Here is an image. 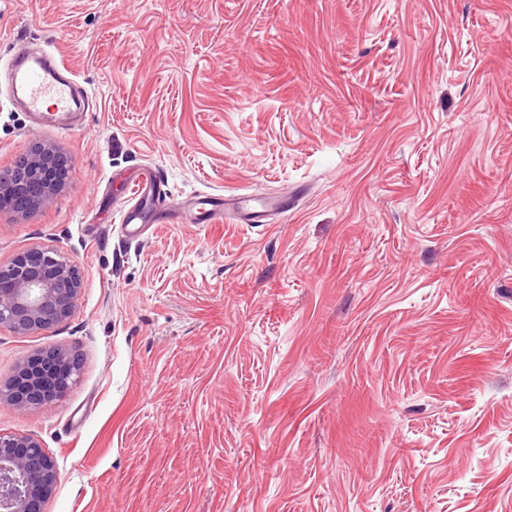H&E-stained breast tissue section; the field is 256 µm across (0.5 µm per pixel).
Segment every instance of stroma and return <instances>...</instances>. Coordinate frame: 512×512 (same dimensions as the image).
Masks as SVG:
<instances>
[{"instance_id": "stroma-1", "label": "stroma", "mask_w": 512, "mask_h": 512, "mask_svg": "<svg viewBox=\"0 0 512 512\" xmlns=\"http://www.w3.org/2000/svg\"><path fill=\"white\" fill-rule=\"evenodd\" d=\"M26 42L89 99L62 134L0 83V171L68 159L0 265L83 273L70 322L0 328L2 380L82 359L0 403L45 512H512V0H0V68ZM146 173L249 213L127 239ZM75 356L63 349L41 350L22 361L2 384L0 401L18 409L62 398L80 373Z\"/></svg>"}]
</instances>
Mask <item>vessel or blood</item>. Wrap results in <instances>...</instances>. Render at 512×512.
<instances>
[{
	"instance_id": "vessel-or-blood-1",
	"label": "vessel or blood",
	"mask_w": 512,
	"mask_h": 512,
	"mask_svg": "<svg viewBox=\"0 0 512 512\" xmlns=\"http://www.w3.org/2000/svg\"><path fill=\"white\" fill-rule=\"evenodd\" d=\"M6 76L14 91L21 93L36 124L51 123L62 133L79 130V123L72 119L74 81L53 56L22 45L8 64ZM134 194L132 205L123 210L120 219L131 238L139 236L144 224L166 218L159 192L147 181L135 183Z\"/></svg>"
}]
</instances>
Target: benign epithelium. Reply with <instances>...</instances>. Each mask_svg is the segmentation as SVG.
Returning <instances> with one entry per match:
<instances>
[{"mask_svg": "<svg viewBox=\"0 0 512 512\" xmlns=\"http://www.w3.org/2000/svg\"><path fill=\"white\" fill-rule=\"evenodd\" d=\"M67 170L66 160L37 147L0 173V207L25 200V209L48 204ZM82 288L77 264L58 253L30 250L0 266V327L19 335L41 333L69 321ZM80 373L74 355L41 350L0 383V401L18 409L62 398ZM56 460L35 438L0 431V512H44L59 482Z\"/></svg>", "mask_w": 512, "mask_h": 512, "instance_id": "obj_1", "label": "benign epithelium"}]
</instances>
